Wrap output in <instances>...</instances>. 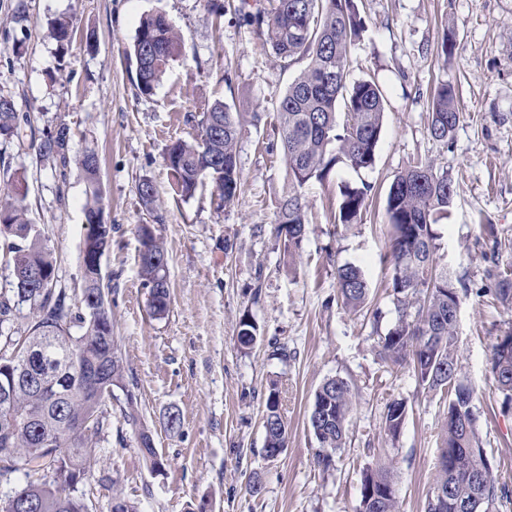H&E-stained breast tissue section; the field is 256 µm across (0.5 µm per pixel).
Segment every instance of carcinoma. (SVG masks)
Instances as JSON below:
<instances>
[{
    "label": "carcinoma",
    "instance_id": "1",
    "mask_svg": "<svg viewBox=\"0 0 512 512\" xmlns=\"http://www.w3.org/2000/svg\"><path fill=\"white\" fill-rule=\"evenodd\" d=\"M247 22L264 36L284 58L308 60L304 71L288 86L279 103V134L288 174V191L279 202L275 238L292 257L305 234L304 188L312 180L322 181L336 167L356 172L373 167L383 129L386 99L372 79L348 82L350 47L363 30L355 0H276L270 13L247 14ZM50 33L60 49L70 41L73 20L54 19ZM181 37L161 14L142 19L129 60L134 66L137 88L150 94L164 77L170 62L180 52ZM456 87L449 78L437 81L431 93L430 137L448 145L463 112L456 102ZM199 134L193 141L178 139L165 148V162L174 193L187 199L208 180L222 203L232 202L241 184L237 166V142L242 124L239 114L222 102L203 108ZM21 125L14 102L0 95V139L20 135ZM71 131L60 122L35 144L40 159L50 161L60 173L70 165ZM88 184L84 240L106 252L112 233L95 236L91 219L103 212L99 160L92 153L78 160ZM371 187L341 184L337 221L354 224L366 209ZM456 189L448 171L432 162H418L395 178L388 193L386 211L390 226V249L386 260L392 266L389 283L398 317L386 335L377 338L379 357L396 366L408 365L425 391L443 403V422L438 468L426 494L424 512H492L498 498L494 473L481 471L483 444L478 430L474 390L464 381L457 345V323L463 295L448 269L437 268L434 255L438 235L434 229L448 212ZM139 200L156 224L163 216L156 208V188L147 178L138 184ZM0 234L13 238L7 246V263L13 285L0 294V324L10 322L18 306L27 304L31 321L24 329H0V381L12 379L8 395L0 394V432L17 423L10 451L0 446V474L21 473L27 483L0 499V512H8L12 498L36 502L35 512H84L83 495H75L68 506L60 501L55 485L35 483L31 477L41 470L49 454L47 438L58 441L65 466L84 476L95 459L89 433H98L107 398L82 391L86 373L96 371L125 395L121 412L137 431L143 457L158 455L151 431L141 423L137 400L128 388L122 358L112 336L109 312L95 317L88 301L112 291L111 280L82 267L80 309L68 302L66 291L51 285L42 288L36 274L55 275L52 254L40 236L33 234L21 199H0ZM138 261L150 288L152 314L165 315L169 305L168 255L155 235L140 239ZM494 281V297L512 310V270L495 265L485 270ZM336 285L343 304L363 311L368 283L355 264L336 268ZM79 327L75 335L71 328ZM257 327L245 315L240 319L238 340L244 347L256 341ZM512 331L498 338L490 358V372L505 407L512 405ZM15 354L9 362L6 356ZM353 388L342 378L326 379L315 392L309 423L319 443L317 465L328 468L333 454L348 438V418ZM405 403L389 401L384 430L393 440L400 434ZM80 419L88 431L78 434L70 423ZM267 457L284 448L288 429L279 408V396L271 389L263 417ZM448 492V503L435 505V489ZM359 512H399L395 488L387 467L381 463L366 470L362 479Z\"/></svg>",
    "mask_w": 512,
    "mask_h": 512
}]
</instances>
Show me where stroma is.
Instances as JSON below:
<instances>
[{"instance_id": "stroma-1", "label": "stroma", "mask_w": 512, "mask_h": 512, "mask_svg": "<svg viewBox=\"0 0 512 512\" xmlns=\"http://www.w3.org/2000/svg\"><path fill=\"white\" fill-rule=\"evenodd\" d=\"M24 2L26 18L14 19ZM215 18L207 0H0V93L12 96L36 132L58 121L71 128L72 154L96 153L104 216L112 245L102 260L112 279V334L144 424L166 460L153 474L117 402H109L99 448L82 489L90 512H109L113 497L139 512H357L366 468L388 466L400 512H423L437 469L443 407L418 388L406 368L385 364L374 333L397 317L388 288L391 266L386 198L396 175L421 158L447 168L456 196L437 226L435 261L463 289L459 357L477 392L479 432L502 489L493 512H512V409L504 408L489 371L498 336L512 329L484 271L491 255L512 266V0H359L365 29L350 50V80L375 77L387 100L373 168L334 169L304 189L306 234L295 259L272 227L288 175L277 106L303 63L277 56L244 15L268 12L275 0H223ZM163 14L181 35L179 56L152 94H140L127 60L142 17ZM60 14L77 31L66 49L48 34ZM453 34L448 58L437 54ZM453 78L463 120L450 147L428 133L430 89ZM224 102L242 115L237 143L241 185L219 206L211 184L193 197L170 189L164 151L193 139L204 105ZM154 183L165 222L170 305L150 309L137 254L136 227L148 223L137 186ZM369 183L371 204L359 223L335 224L340 183ZM13 184L27 217L52 252L58 287L82 288L84 206L88 186L77 167L67 174L40 163L30 140L0 142V188ZM496 225L502 248L483 238ZM359 266L368 282L363 313L338 296L336 268ZM250 314L257 340L238 342ZM355 392L348 439L330 468L317 466L308 416L330 377ZM279 391L288 444L273 460L263 452L270 388ZM404 400L397 439L386 436L391 399ZM178 412L179 427L167 426ZM260 477L262 490L248 484Z\"/></svg>"}]
</instances>
